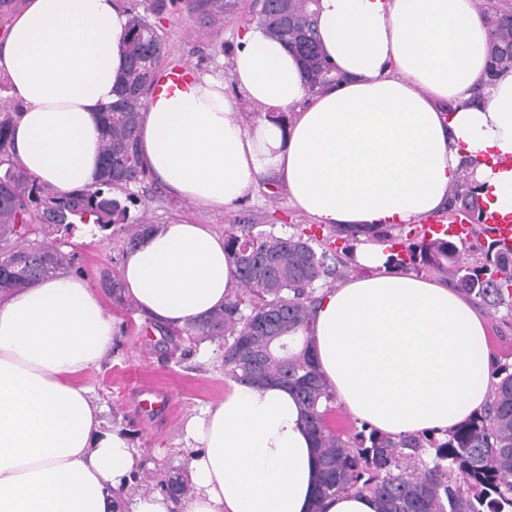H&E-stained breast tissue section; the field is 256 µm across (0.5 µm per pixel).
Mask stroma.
I'll use <instances>...</instances> for the list:
<instances>
[{"label": "stroma", "instance_id": "stroma-1", "mask_svg": "<svg viewBox=\"0 0 512 512\" xmlns=\"http://www.w3.org/2000/svg\"><path fill=\"white\" fill-rule=\"evenodd\" d=\"M252 10L253 0H238L233 12L207 26L187 13L166 11L158 24L166 45L161 70L188 65L197 74L227 75L237 40L250 27ZM137 195V202L129 206L128 223L104 231L77 226L66 236L62 250L71 258V272L87 276L98 288L106 313L116 322L111 354L91 367L83 381L91 387L94 402L103 407L107 422L125 430L144 455L146 465L132 492L160 493L169 477L186 474L187 451L180 443L184 421L224 396V341L184 335L142 316L129 298L113 297L108 284L121 276L125 240L138 233L143 217L155 224L180 218L211 225L219 233L244 216L279 236H325L329 230L292 208L284 186L267 181L259 182L252 196L221 212L171 197L152 180ZM149 388L158 391V408L146 415L138 402Z\"/></svg>", "mask_w": 512, "mask_h": 512}]
</instances>
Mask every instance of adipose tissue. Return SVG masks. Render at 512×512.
Segmentation results:
<instances>
[{
  "label": "adipose tissue",
  "instance_id": "adipose-tissue-1",
  "mask_svg": "<svg viewBox=\"0 0 512 512\" xmlns=\"http://www.w3.org/2000/svg\"><path fill=\"white\" fill-rule=\"evenodd\" d=\"M127 22L119 0H27L0 41V74L22 104L14 156L58 195L97 179ZM318 31L347 76L341 86L308 94L297 58L255 27L227 77L194 76L148 104L139 151L170 195L220 211L271 175L315 223L375 228L444 211L467 174L489 211L512 217V70L485 80L478 0H319ZM228 79L254 114L233 111ZM388 258L361 238L356 259L369 275L320 292L315 361L337 404L383 433L453 429L491 394L487 320L455 289ZM121 277L146 316L177 328L238 286L223 236L181 220L150 226ZM114 334L78 274L0 297V512H313L314 441L293 392L273 382H228L223 399L186 420L188 495H130L143 456L81 381Z\"/></svg>",
  "mask_w": 512,
  "mask_h": 512
}]
</instances>
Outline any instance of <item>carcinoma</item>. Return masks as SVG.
Masks as SVG:
<instances>
[{"label": "carcinoma", "mask_w": 512, "mask_h": 512, "mask_svg": "<svg viewBox=\"0 0 512 512\" xmlns=\"http://www.w3.org/2000/svg\"><path fill=\"white\" fill-rule=\"evenodd\" d=\"M318 0H288L263 6L257 26L281 40L300 60L307 91L316 94L346 80L321 53ZM232 0H157L154 11L183 9L205 25L224 15ZM491 33V74L512 68V0H487L483 6ZM157 26L129 13L127 65L116 101L102 113L101 171L94 186L59 196L36 183L16 162L12 130L16 112H0V295L58 274L68 257L54 242L30 240L36 230L70 233L77 224L102 230L127 220L132 188L150 178L138 147L140 114L153 93L159 49ZM474 223L469 258L457 244L421 237L406 246L407 258L390 254L403 268L447 273L453 288L489 310L512 312V250L498 240L481 242L490 231L486 210L465 176L448 190L449 210L457 204ZM320 248H315V245ZM224 247L236 263L239 292L204 320L182 332L224 339V375L249 383L277 380L294 390L305 411L318 454L317 500L354 491L372 495L378 512H512V367L495 368L497 382L486 408L439 439L417 433L398 440L362 423L348 433L327 422L335 395L320 374L307 336L317 302L315 283L339 275L341 257L309 235L278 236L241 219L224 231ZM274 319L267 329L263 322ZM271 347L255 368L250 354Z\"/></svg>", "instance_id": "1"}]
</instances>
